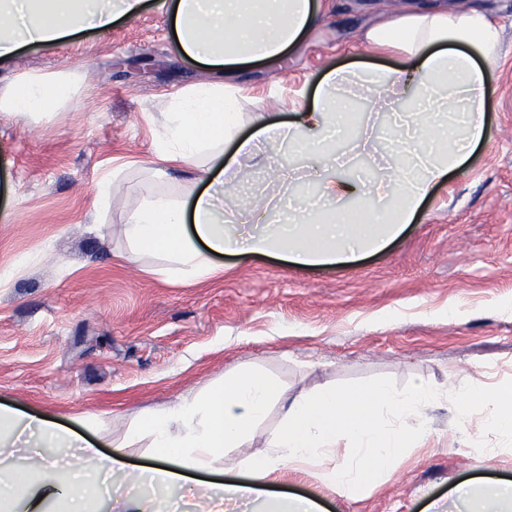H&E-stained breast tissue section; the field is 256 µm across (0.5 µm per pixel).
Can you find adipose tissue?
Here are the masks:
<instances>
[{
    "label": "adipose tissue",
    "instance_id": "obj_1",
    "mask_svg": "<svg viewBox=\"0 0 512 512\" xmlns=\"http://www.w3.org/2000/svg\"><path fill=\"white\" fill-rule=\"evenodd\" d=\"M145 0H0V64L22 47H49L78 33L109 32L114 23L137 17ZM168 14L176 50L210 74L232 75L257 62H276L296 52L319 24L320 0H160ZM365 47L388 46L409 62L404 69L352 64L326 70L313 110L288 125L257 114L241 137L235 88L207 82L179 93L166 113L157 158L194 167L198 174L188 196L154 194L142 199L125 226L127 259L163 257L158 272L170 280L205 279L219 271L215 256L231 252L278 254L300 266L346 262L356 251H372L412 223L425 196L448 172L461 169L472 149L488 137L484 117L486 76L500 61L499 35L474 8L444 0H404L393 17L378 16L360 35ZM373 99L408 97L399 115L396 151L403 163L376 184L337 179L330 145L348 137L351 89ZM67 71L32 72L0 86V111L18 112L40 123L63 112L77 93ZM234 143L225 154V143ZM288 142L321 157L325 175L318 201L308 202L289 224H268L267 208L246 210L254 232L241 235L225 224L228 187L242 182L240 160L259 144ZM384 198L371 223H359L360 209L348 199ZM461 420L480 410L485 424L512 432V382L477 391L454 390ZM280 392L269 380L241 372L171 407L153 410L126 432L120 452L101 455L93 444L48 417L0 406V447L37 449L35 461L10 466L0 488L5 512H88L107 478L128 473L125 448L148 439L156 467L132 474L136 488L120 512H160L156 491L189 492L193 512H223L246 503L250 512H317L309 498L269 502L263 484L285 468L332 461L329 478L341 490L377 482L405 459L425 432L423 414L440 398L418 380L399 392L371 387H322L313 397L294 400L273 434L268 452L242 460L246 480L200 484L187 489L188 471L224 466V451L242 448ZM352 451L337 457L336 443ZM76 448L85 462L71 473L56 449Z\"/></svg>",
    "mask_w": 512,
    "mask_h": 512
}]
</instances>
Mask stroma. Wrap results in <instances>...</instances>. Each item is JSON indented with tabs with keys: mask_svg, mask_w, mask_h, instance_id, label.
I'll use <instances>...</instances> for the list:
<instances>
[{
	"mask_svg": "<svg viewBox=\"0 0 512 512\" xmlns=\"http://www.w3.org/2000/svg\"><path fill=\"white\" fill-rule=\"evenodd\" d=\"M460 3L502 31L487 80L490 137L435 184L412 224L350 262L223 256L220 274L182 282L158 275L157 257L128 263L123 235L144 197L181 193L191 176L175 167L160 183L148 171L172 94L209 79L176 53L167 15L149 0L108 33L18 50L0 79L67 70L85 90L49 122L0 112V269L30 260L0 288V404L82 430L109 454L137 417L244 369L291 399L327 384L405 390L421 378L446 396L384 480L345 494L310 465L281 470L267 490L316 498L323 512H463L457 486L512 480V433L476 414L461 435L449 396L462 380L479 390L512 381V0ZM399 5L325 0L323 23L300 50L236 77L240 135L258 111L289 121L312 107L327 68L404 67L359 41ZM117 167L120 187L99 210L96 184ZM242 168L274 224L288 221L281 198L316 186L310 177L282 185L252 159Z\"/></svg>",
	"mask_w": 512,
	"mask_h": 512,
	"instance_id": "stroma-1",
	"label": "stroma"
}]
</instances>
